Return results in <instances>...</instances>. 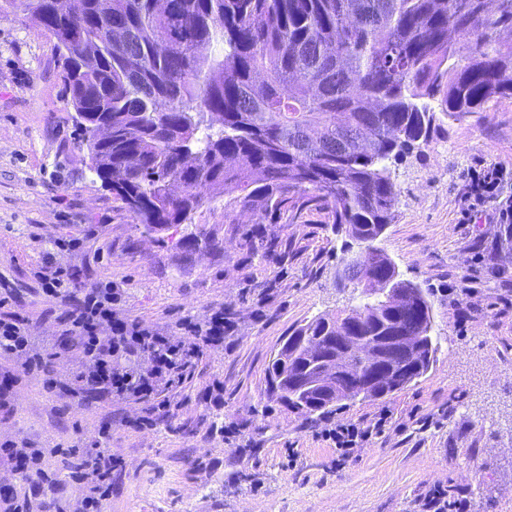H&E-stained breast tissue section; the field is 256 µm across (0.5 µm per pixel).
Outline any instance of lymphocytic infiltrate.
<instances>
[{"instance_id":"lymphocytic-infiltrate-1","label":"lymphocytic infiltrate","mask_w":512,"mask_h":512,"mask_svg":"<svg viewBox=\"0 0 512 512\" xmlns=\"http://www.w3.org/2000/svg\"><path fill=\"white\" fill-rule=\"evenodd\" d=\"M482 214L485 223L499 225L503 234H512V169L497 163L480 162L469 174V191L463 199V218ZM38 295L63 311L62 321L67 343L53 344L50 354L34 346L27 320L8 308V297L0 296V350L15 354V371L0 382V409L11 406L10 393L26 378L39 374L47 358H65L79 352L81 365L73 373V394L95 392L100 399L119 394L141 407L140 423L150 427L156 413L170 405V392L181 387L185 373L200 356L203 347L223 343L232 332V322L223 312L214 313L203 324L183 317L179 330L194 336V345L144 327L140 322L121 317L117 311L123 290L105 282L91 288L81 287L71 268L46 258L34 273ZM390 412L366 422H349L329 429L339 457L348 459L356 448L382 432L390 421ZM24 472L32 490L48 484L46 451L32 447L27 440L0 442V462ZM111 457L98 453L83 467L70 470V479L81 485V498L56 504L54 512H107L110 498L104 481L111 474Z\"/></svg>"}]
</instances>
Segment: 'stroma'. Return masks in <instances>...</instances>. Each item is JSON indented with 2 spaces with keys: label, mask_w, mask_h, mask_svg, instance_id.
<instances>
[{
  "label": "stroma",
  "mask_w": 512,
  "mask_h": 512,
  "mask_svg": "<svg viewBox=\"0 0 512 512\" xmlns=\"http://www.w3.org/2000/svg\"><path fill=\"white\" fill-rule=\"evenodd\" d=\"M63 93L54 38L29 13L0 0V281L37 342L60 334L61 312L41 302L33 271L45 253L85 287L111 281L128 318L169 332L184 316L223 311L229 348H207L177 406L152 427L137 406H77L42 379L14 388L0 412V441L61 446L47 465L57 498H77L66 468L74 449L94 453L111 424L109 512H423L432 491L463 498L466 512H512V297L472 248L493 224L462 221L469 170L487 160L512 167V98L461 119L438 114L428 145L393 164L394 218L376 246L401 278L433 293L437 351L403 389L302 415L269 399L267 367L295 329L357 302L337 281L342 260L364 246L335 232L319 203L301 219L268 222L249 210L225 214L216 198L194 223L153 233L87 168ZM99 225L83 253L54 242ZM470 280L449 294V274ZM392 413L393 429L341 460L324 432Z\"/></svg>",
  "instance_id": "stroma-1"
}]
</instances>
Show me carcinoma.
<instances>
[{"mask_svg": "<svg viewBox=\"0 0 512 512\" xmlns=\"http://www.w3.org/2000/svg\"><path fill=\"white\" fill-rule=\"evenodd\" d=\"M74 2L19 5L56 40L97 178L149 231L194 223L218 196L261 215L307 199L371 243L393 219L391 165L429 141L435 111L512 97V0ZM99 122L111 141L94 137ZM340 278L359 303L293 331L268 366L270 397L301 414L384 397L433 363L429 290L375 248ZM393 336L425 345L406 354Z\"/></svg>", "mask_w": 512, "mask_h": 512, "instance_id": "carcinoma-1", "label": "carcinoma"}]
</instances>
